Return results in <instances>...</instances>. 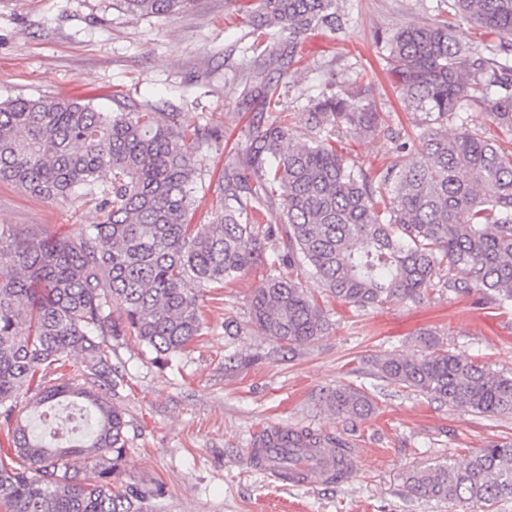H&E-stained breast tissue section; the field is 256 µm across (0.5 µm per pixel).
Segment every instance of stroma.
Listing matches in <instances>:
<instances>
[{
    "instance_id": "obj_1",
    "label": "stroma",
    "mask_w": 512,
    "mask_h": 512,
    "mask_svg": "<svg viewBox=\"0 0 512 512\" xmlns=\"http://www.w3.org/2000/svg\"><path fill=\"white\" fill-rule=\"evenodd\" d=\"M339 8L341 27L304 36L287 75L271 71L282 108L303 111L322 84L361 70L392 128L410 129L414 114L385 71V41L403 25L447 13L448 0H339ZM254 39L232 0H194L171 19L130 16L116 0H0V101L67 98L106 110L149 103L209 124L219 137L200 157L193 221L203 224L217 201L224 158L258 110L239 84L254 66ZM336 149L377 177L394 155L385 137H342ZM98 217L96 198L50 201L0 183V224L57 237ZM265 275L253 270L204 291L203 336L165 365L134 337L113 339L112 362L125 377L118 401L130 422L126 477L163 485L157 512H452L410 495L404 475L512 441V414L448 407L383 381L373 362L393 351L417 353L420 332L429 330L452 351L512 373V303L436 291L416 304L359 308L320 291L330 328L291 349L250 322L251 295ZM339 383L366 388L375 413L356 422L336 417L322 396ZM271 425L343 438L361 450L362 469L342 486L272 482L246 463L253 433Z\"/></svg>"
}]
</instances>
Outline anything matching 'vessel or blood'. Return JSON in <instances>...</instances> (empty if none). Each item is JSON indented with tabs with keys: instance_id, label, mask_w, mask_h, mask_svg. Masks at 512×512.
Returning <instances> with one entry per match:
<instances>
[{
	"instance_id": "vessel-or-blood-1",
	"label": "vessel or blood",
	"mask_w": 512,
	"mask_h": 512,
	"mask_svg": "<svg viewBox=\"0 0 512 512\" xmlns=\"http://www.w3.org/2000/svg\"><path fill=\"white\" fill-rule=\"evenodd\" d=\"M248 465L275 481L296 487L324 485L348 479L360 470L357 450L336 453L301 431L269 426L253 437Z\"/></svg>"
}]
</instances>
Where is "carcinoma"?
<instances>
[{"label":"carcinoma","mask_w":512,"mask_h":512,"mask_svg":"<svg viewBox=\"0 0 512 512\" xmlns=\"http://www.w3.org/2000/svg\"><path fill=\"white\" fill-rule=\"evenodd\" d=\"M134 17H173L192 0H117ZM253 29L272 32L282 72L300 39L336 28L337 0H235ZM448 9L503 40L512 0H449ZM389 72L415 112L416 160L395 147L374 179L336 150V139L389 134L362 91L363 74L329 81L294 120L278 85L248 75L258 99L247 136L225 157L209 224H194L196 160L206 125L145 104L102 112L91 103L18 96L0 102V183L46 200L98 199L100 221L53 238L0 225V512H151L163 492L122 480L129 420L114 402L124 381L110 337L133 336L156 362L185 351L204 328L200 293L254 269L270 271L250 321L275 342L300 346L328 330L311 289L273 271L305 264L316 287L357 307L421 302L436 288L512 302V149L463 123L483 106L512 133V63L484 42L465 45L439 16L387 41ZM278 211L280 231L260 222ZM418 355L390 354L378 377L451 408L512 414V373L452 352L422 333ZM336 417L375 410L362 387L326 396ZM418 498L471 512L512 501V442H492L465 464L416 469Z\"/></svg>","instance_id":"cac0c4a2"}]
</instances>
